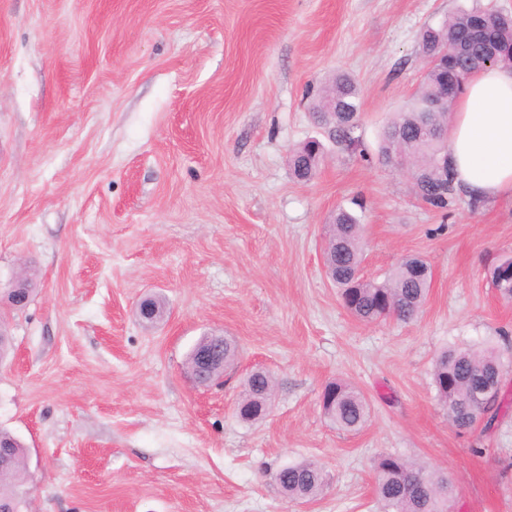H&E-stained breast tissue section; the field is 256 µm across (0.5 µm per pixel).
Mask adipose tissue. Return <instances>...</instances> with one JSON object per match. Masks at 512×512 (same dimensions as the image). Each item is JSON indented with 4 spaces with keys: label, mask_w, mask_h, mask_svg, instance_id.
<instances>
[{
    "label": "adipose tissue",
    "mask_w": 512,
    "mask_h": 512,
    "mask_svg": "<svg viewBox=\"0 0 512 512\" xmlns=\"http://www.w3.org/2000/svg\"><path fill=\"white\" fill-rule=\"evenodd\" d=\"M462 191L481 201L512 198V68L470 75L449 127Z\"/></svg>",
    "instance_id": "adipose-tissue-1"
}]
</instances>
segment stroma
I'll return each instance as SVG.
<instances>
[{
	"label": "stroma",
	"instance_id": "stroma-1",
	"mask_svg": "<svg viewBox=\"0 0 512 512\" xmlns=\"http://www.w3.org/2000/svg\"><path fill=\"white\" fill-rule=\"evenodd\" d=\"M476 0H0V293L29 269L28 305L0 309V427L29 448L31 512H379L372 460L391 453L459 487L451 512H512V410L461 434L438 401L437 355H512V301L488 270L512 257V199L441 213L380 153L424 72L419 35ZM338 73L358 81L363 152L312 118ZM326 161L293 180L292 147ZM363 226V275L427 260L419 316L365 324L322 264L337 208ZM166 303L152 327L141 299ZM238 362L198 387L206 333ZM275 379L246 423L247 375ZM343 380L371 413L324 415ZM316 461L328 485L285 498L272 475ZM220 338L217 335H204L201 336L197 342L194 344L192 349L187 355L186 359V370L187 372L194 371L197 378L201 380V382L206 381L209 377V370L205 375H201L197 369V359L199 354L202 352H213V350L218 349L214 352V356H216L220 362L223 361L221 368H229L235 364L239 357V348L236 341L230 336L224 337V346L222 347L220 344L216 343V339ZM324 414L343 431H355L368 420L370 406L365 396L343 381L328 383L322 394Z\"/></svg>",
	"mask_w": 512,
	"mask_h": 512
}]
</instances>
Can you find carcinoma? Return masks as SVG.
I'll return each mask as SVG.
<instances>
[{"label":"carcinoma","instance_id":"obj_1","mask_svg":"<svg viewBox=\"0 0 512 512\" xmlns=\"http://www.w3.org/2000/svg\"><path fill=\"white\" fill-rule=\"evenodd\" d=\"M421 55L431 59L448 52V60L433 65L423 76L415 95L391 121L383 133L384 159H403L411 165L417 196L430 208L446 212L460 200L456 173L448 143L432 133L448 124L450 113L429 112L428 103L441 85L448 84L454 97L462 93L468 77L487 65L512 68V14L492 11L475 4L448 18L441 26L423 28L419 37ZM359 86L348 74L335 75L325 88L314 120L330 128L333 139L352 152L362 146L358 129ZM336 101V111L329 109ZM320 141L308 140L293 149L289 167L294 179L308 182L323 160ZM328 277L338 290L343 307L364 323L388 318L413 319L425 303L431 282V268L422 258L403 259L383 279L358 275L363 262L362 224L347 210L337 211L330 221L326 239ZM493 285L501 296L512 300V258L490 271ZM165 307L161 298H152L139 308L147 324L160 319ZM217 336L204 335L187 355L186 370L197 371L199 354L214 352L229 368L239 357L236 341L226 336L224 345ZM509 373L502 355L493 347L452 348L441 352L433 366V384L448 419L460 432L479 422L490 429L507 398L503 378ZM274 381L265 370H254L246 378L238 402L241 421L254 423L266 417L267 401L272 398ZM324 414L343 431H355L368 420L370 406L365 396L343 381L328 383L322 394ZM27 448L11 431L0 428V510L9 506L22 512L28 496ZM375 492L383 512H448L449 502L458 491L448 474L428 470L401 457L381 454L373 462ZM281 493L291 499L310 500L326 487L323 469L307 460L287 465L273 475Z\"/></svg>","mask_w":512,"mask_h":512}]
</instances>
